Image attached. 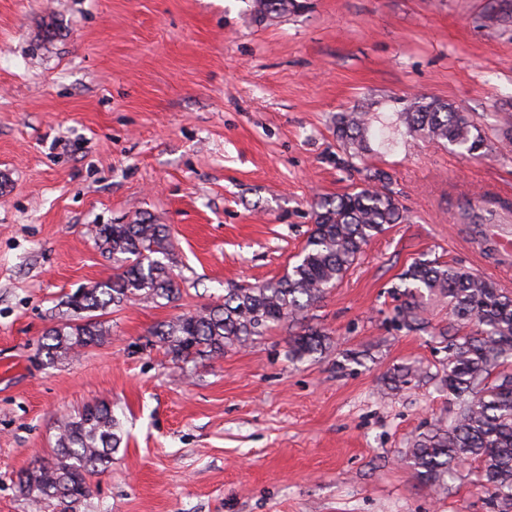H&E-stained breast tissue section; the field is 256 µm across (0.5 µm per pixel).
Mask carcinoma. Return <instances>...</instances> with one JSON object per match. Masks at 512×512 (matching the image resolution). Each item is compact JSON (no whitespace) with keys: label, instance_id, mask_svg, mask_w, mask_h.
Returning a JSON list of instances; mask_svg holds the SVG:
<instances>
[{"label":"carcinoma","instance_id":"1","mask_svg":"<svg viewBox=\"0 0 512 512\" xmlns=\"http://www.w3.org/2000/svg\"><path fill=\"white\" fill-rule=\"evenodd\" d=\"M261 18L297 13L304 0H253ZM512 17V0H502L482 16L486 27ZM404 134L443 141L467 152H488L512 144V125L498 129L496 142L461 106L438 98L417 97L398 113ZM372 121L367 112L336 114V137L354 157L369 151ZM507 203L489 196L467 198L458 221L475 228L501 222L497 208ZM301 259L284 276L254 287L229 288L224 303L181 314L158 324L152 335L176 361L218 359L270 330L306 317L326 291L340 282L367 243L386 226L401 222L399 202L375 173L350 192L321 198ZM102 248L112 254V278L69 295L66 313L42 336L38 352L45 365L72 359L103 344L110 327L102 317L112 307L131 302H168L180 293L172 274L174 244L166 224L145 217L130 224L95 228ZM401 303L391 322L407 330H425L428 301H448L449 314L471 332L444 346L445 356L433 378L452 401L450 421L438 420L417 434L406 453L410 466L426 484L436 485L471 461L477 465L486 500L494 512H512V374L500 371L512 358V293L490 279L436 260H416L399 277ZM330 344L327 333L308 327L290 339L296 360L313 358ZM419 369L404 364L388 371L385 389L399 391L418 378ZM119 426L104 402H90L58 425L51 457L38 458L18 476V489L35 508L52 499L75 508L91 496L89 479L112 464L121 444Z\"/></svg>","mask_w":512,"mask_h":512}]
</instances>
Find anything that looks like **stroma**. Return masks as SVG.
<instances>
[{"mask_svg": "<svg viewBox=\"0 0 512 512\" xmlns=\"http://www.w3.org/2000/svg\"><path fill=\"white\" fill-rule=\"evenodd\" d=\"M309 3L261 22L253 0H0V512H32L19 472L92 401L123 440L76 512H490L475 468L439 487L405 462L450 415L434 380L458 336L447 307L430 302L423 331L389 316L418 259L512 291V269L456 222L462 197L512 200V150L376 135L360 161L335 121L368 104L390 127L425 96L494 137L512 105V23L483 27L492 0ZM377 171L405 219L308 311L332 339L321 356L290 361L288 325L188 363L151 336L290 271L314 203ZM139 217L171 228L178 298L124 305L107 342L43 366L65 296L114 272L95 228ZM348 350L362 364L343 365ZM407 362L422 379L385 391Z\"/></svg>", "mask_w": 512, "mask_h": 512, "instance_id": "obj_1", "label": "stroma"}]
</instances>
